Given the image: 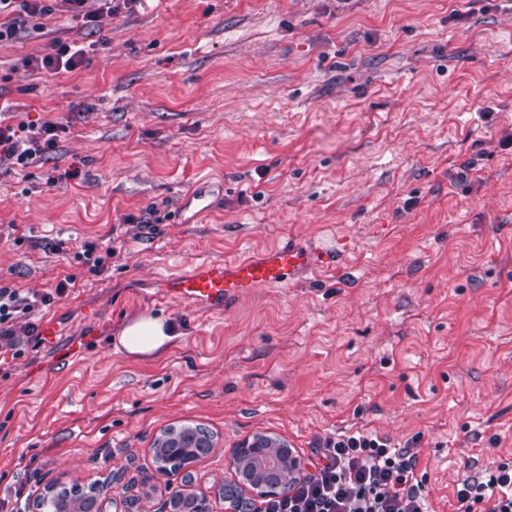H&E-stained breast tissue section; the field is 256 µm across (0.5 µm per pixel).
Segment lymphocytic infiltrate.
Instances as JSON below:
<instances>
[{
  "label": "lymphocytic infiltrate",
  "mask_w": 512,
  "mask_h": 512,
  "mask_svg": "<svg viewBox=\"0 0 512 512\" xmlns=\"http://www.w3.org/2000/svg\"><path fill=\"white\" fill-rule=\"evenodd\" d=\"M59 126L47 121L0 123V161L16 174L37 158L54 151ZM66 283L38 299L0 285V342L8 352L35 339L33 331L17 333L15 322L33 303L50 304L63 294ZM416 442L404 445L372 431H345L325 439L318 449L312 473L296 477L288 494L266 499L262 512H429L422 479L417 475ZM456 498L459 512H512V460L497 463L487 480L471 476L462 480Z\"/></svg>",
  "instance_id": "f902f5d3"
}]
</instances>
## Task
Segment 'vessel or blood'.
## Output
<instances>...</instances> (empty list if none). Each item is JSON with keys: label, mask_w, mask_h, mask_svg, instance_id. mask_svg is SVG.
<instances>
[{"label": "vessel or blood", "mask_w": 512, "mask_h": 512, "mask_svg": "<svg viewBox=\"0 0 512 512\" xmlns=\"http://www.w3.org/2000/svg\"><path fill=\"white\" fill-rule=\"evenodd\" d=\"M336 257L334 250L291 239L233 262L203 263L192 271L171 274L158 281L157 292L162 298L215 312L255 289L285 286L327 268Z\"/></svg>", "instance_id": "1"}]
</instances>
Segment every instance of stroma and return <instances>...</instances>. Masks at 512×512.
Segmentation results:
<instances>
[{"mask_svg":"<svg viewBox=\"0 0 512 512\" xmlns=\"http://www.w3.org/2000/svg\"><path fill=\"white\" fill-rule=\"evenodd\" d=\"M53 7L0 44V119L60 127L0 178V283L75 285L19 319L53 340L0 362V504L103 483L124 512H162L153 442L199 424L224 452L198 484L235 482L231 450L258 434L304 474L344 431L419 437L430 508L456 512L463 478L512 458V0H88L92 23ZM57 40L88 65L36 71ZM202 180L210 210L179 223ZM291 237L346 255L220 313L156 295ZM86 242L115 253L92 269ZM143 313L182 332L162 356L115 347Z\"/></svg>","mask_w":512,"mask_h":512,"instance_id":"1","label":"stroma"}]
</instances>
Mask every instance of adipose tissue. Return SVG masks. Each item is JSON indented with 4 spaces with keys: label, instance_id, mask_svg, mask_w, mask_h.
<instances>
[{
    "label": "adipose tissue",
    "instance_id": "obj_1",
    "mask_svg": "<svg viewBox=\"0 0 512 512\" xmlns=\"http://www.w3.org/2000/svg\"><path fill=\"white\" fill-rule=\"evenodd\" d=\"M180 333L174 323L165 317L141 314L127 320L116 339L126 354L134 357L161 355Z\"/></svg>",
    "mask_w": 512,
    "mask_h": 512
}]
</instances>
